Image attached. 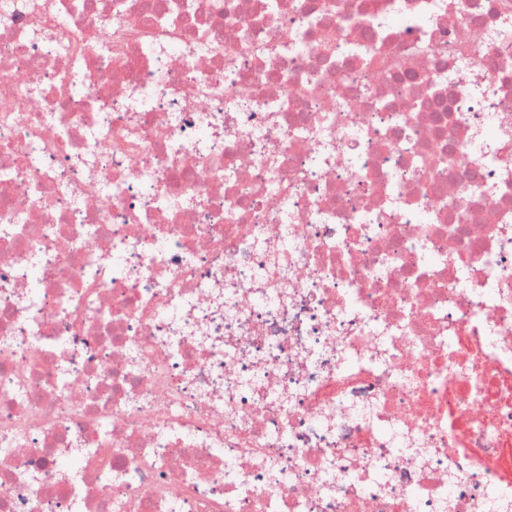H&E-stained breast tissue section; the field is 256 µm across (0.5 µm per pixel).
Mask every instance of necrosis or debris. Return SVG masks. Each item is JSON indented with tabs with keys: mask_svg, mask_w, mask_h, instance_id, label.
I'll list each match as a JSON object with an SVG mask.
<instances>
[{
	"mask_svg": "<svg viewBox=\"0 0 512 512\" xmlns=\"http://www.w3.org/2000/svg\"><path fill=\"white\" fill-rule=\"evenodd\" d=\"M146 4L0 0V512H512V0Z\"/></svg>",
	"mask_w": 512,
	"mask_h": 512,
	"instance_id": "1",
	"label": "necrosis or debris"
}]
</instances>
